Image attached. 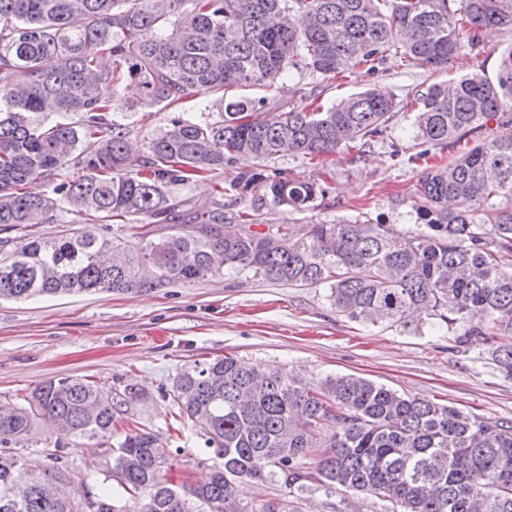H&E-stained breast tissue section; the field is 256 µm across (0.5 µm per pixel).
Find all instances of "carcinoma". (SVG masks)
I'll list each match as a JSON object with an SVG mask.
<instances>
[{"label":"carcinoma","instance_id":"1","mask_svg":"<svg viewBox=\"0 0 512 512\" xmlns=\"http://www.w3.org/2000/svg\"><path fill=\"white\" fill-rule=\"evenodd\" d=\"M512 28V0H0V226L70 214L126 222L129 238L73 231L8 248L0 241V299L124 293L209 275L329 289L341 315L400 324L417 313L452 348L474 340L512 378V130L425 169L408 214L416 231L380 220L266 224L265 211L317 209L329 187L267 170L281 154L311 160L388 140L399 103L372 91L331 107L268 112L243 92L273 89L301 69L330 80L391 56L448 68L482 34ZM112 59L104 70L100 59ZM172 109L215 98V119L174 117L144 141L117 98ZM415 139L448 145L512 107V47L495 80L471 73L417 91ZM237 167L197 207L179 190ZM43 182L47 192L27 186ZM231 190L245 204L224 212ZM179 415L223 459L202 485L168 478L170 439L135 422L104 450L105 480L122 496L79 492L74 449L112 440L134 422L142 392L85 378L49 381L23 404H0V512H300L299 495L371 497L386 512H512V420L490 421L411 398L355 375L311 389L298 378L232 356L183 370L169 389ZM58 432L26 465L17 445L37 426ZM319 453L314 470L304 459ZM243 481L280 482L290 497L254 506Z\"/></svg>","mask_w":512,"mask_h":512}]
</instances>
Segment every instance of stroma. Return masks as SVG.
Returning a JSON list of instances; mask_svg holds the SVG:
<instances>
[{"label": "stroma", "instance_id": "obj_1", "mask_svg": "<svg viewBox=\"0 0 512 512\" xmlns=\"http://www.w3.org/2000/svg\"><path fill=\"white\" fill-rule=\"evenodd\" d=\"M485 43L480 54L453 60L440 71L391 58L373 73L358 67L345 79L322 81L303 71L278 88H254L248 95L264 99L269 112L304 105L314 89L327 107L365 89L402 101L472 72L496 78L512 30H493ZM175 114L200 118L199 100H186L175 113L134 107L128 120L146 137ZM266 166L329 186L321 208L298 214L299 222L367 217L405 231L414 227L400 200L417 184V165L389 168L376 154L342 147L321 165L286 155ZM327 295L324 288L268 281L244 271L121 294L1 300L0 402L20 403L38 386L67 377L115 388L133 383L145 395L137 407L140 422L163 434L174 406L161 397V389L171 387L184 368L227 355L274 366L314 388L326 377L356 374L490 420L512 419V379L499 375L481 346L464 354L451 350L447 337L427 324L416 331L361 325L337 313ZM170 449L173 481L207 476L214 453L202 433L184 428ZM72 460L77 487L97 496L111 492L101 474L99 448L77 449Z\"/></svg>", "mask_w": 512, "mask_h": 512}]
</instances>
